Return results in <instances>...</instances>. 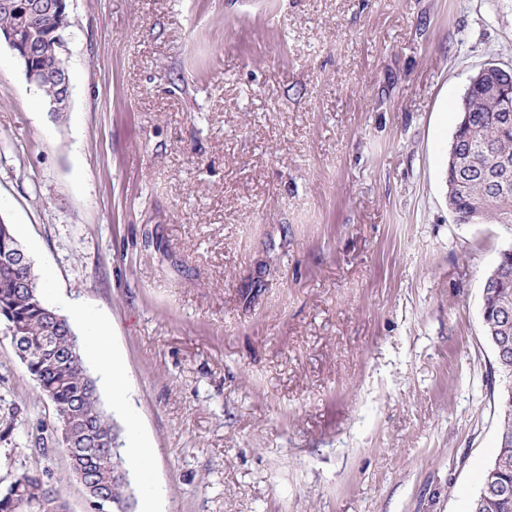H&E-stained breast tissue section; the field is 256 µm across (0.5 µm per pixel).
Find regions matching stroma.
<instances>
[{"label": "stroma", "mask_w": 512, "mask_h": 512, "mask_svg": "<svg viewBox=\"0 0 512 512\" xmlns=\"http://www.w3.org/2000/svg\"><path fill=\"white\" fill-rule=\"evenodd\" d=\"M51 114L0 42V219L108 327L133 512H470L500 395L448 150L512 0H68ZM138 421L129 431V418ZM53 403L0 333V483L51 472ZM48 453H41V445Z\"/></svg>", "instance_id": "stroma-1"}]
</instances>
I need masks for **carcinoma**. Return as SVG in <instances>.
<instances>
[{"instance_id": "1", "label": "carcinoma", "mask_w": 512, "mask_h": 512, "mask_svg": "<svg viewBox=\"0 0 512 512\" xmlns=\"http://www.w3.org/2000/svg\"><path fill=\"white\" fill-rule=\"evenodd\" d=\"M470 126L461 135L460 160L451 179H459L455 203L461 224L485 222L512 230V112L485 90H469ZM21 247L11 225L0 221V256ZM500 265L497 289L508 290V301L487 299L482 309L486 336L492 342L512 337V257ZM39 276L32 262L0 270V326L16 327L26 343L23 364L41 395L55 406L58 422H67L74 447L66 449L71 475L86 495L103 489L112 499V512H130L133 498L129 471L119 445V432L103 408L97 380L89 373L82 345L66 316L54 319L40 298ZM502 419L494 458L508 457L499 478L512 487V392L501 396ZM68 512L67 500L51 475L23 473L0 487V512ZM470 512H512L507 498L486 485L474 498Z\"/></svg>"}]
</instances>
